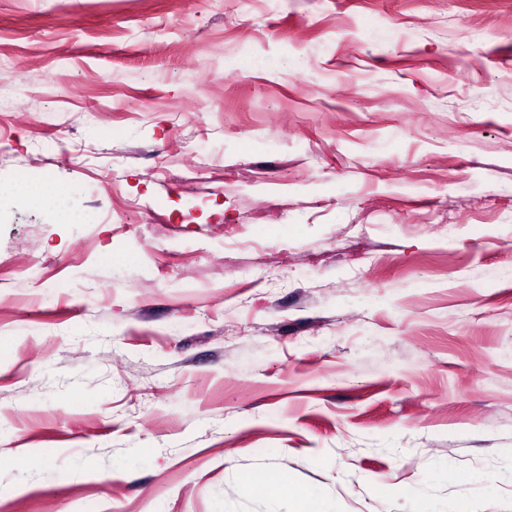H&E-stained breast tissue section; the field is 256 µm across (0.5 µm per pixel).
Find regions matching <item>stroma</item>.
<instances>
[{
	"label": "stroma",
	"instance_id": "1",
	"mask_svg": "<svg viewBox=\"0 0 512 512\" xmlns=\"http://www.w3.org/2000/svg\"><path fill=\"white\" fill-rule=\"evenodd\" d=\"M0 81L86 218H0V512H512V0H0Z\"/></svg>",
	"mask_w": 512,
	"mask_h": 512
}]
</instances>
